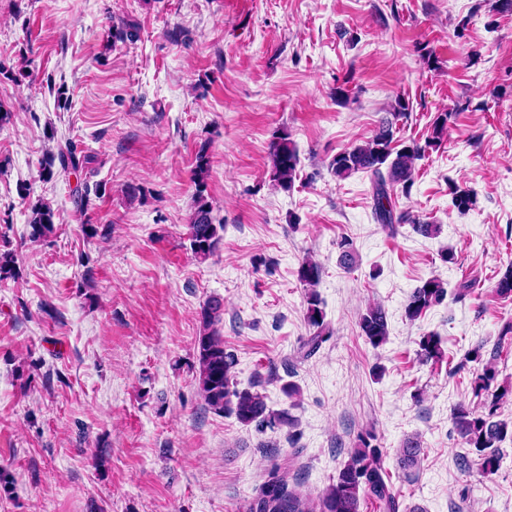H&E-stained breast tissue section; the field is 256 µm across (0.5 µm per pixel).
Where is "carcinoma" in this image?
<instances>
[{
  "label": "carcinoma",
  "mask_w": 512,
  "mask_h": 512,
  "mask_svg": "<svg viewBox=\"0 0 512 512\" xmlns=\"http://www.w3.org/2000/svg\"><path fill=\"white\" fill-rule=\"evenodd\" d=\"M448 130V113H441L433 122L431 136L424 143L415 140L408 144L394 145L393 123L381 127L368 140L355 144L330 162L331 172L342 180L363 172L369 175L373 185V213L377 223L390 233L396 225L414 223L416 230L425 237L440 232V225L415 223L407 212H395L392 195L399 191L408 196L414 185L416 162L430 150L439 146ZM208 143H202L195 156L193 183L196 188L194 211L188 224V240L193 256L204 261L217 250L223 239L224 225L215 224L211 218V202L205 195L210 172ZM271 162L270 179L275 185L289 189L299 172V151L287 133L276 135L269 145ZM64 172L78 171L82 161L71 146L59 149L43 168L42 175L52 176L54 164ZM451 205L461 214L477 205L476 192L454 181L448 183ZM30 239L39 241L54 233V211L45 202L31 208L29 221ZM299 280L307 286L305 319L310 336L303 341L306 355L314 354L331 336L325 322L322 301L316 286L321 277V267L312 258H305L298 270ZM471 291V283L464 281L451 288L437 277L425 280L410 293L405 305V317L410 321L419 319L428 309L442 303L450 296L458 299ZM224 302L218 297L208 299L198 312L200 324L196 340L197 369L195 380L197 391L205 406L217 414L233 415L244 425L253 424L260 430L291 425L288 412L268 409L264 397L249 389H239L234 381V355L224 348V337L216 325L221 320ZM361 336L372 347L385 345L389 339L387 315L380 304L369 306L360 317ZM484 344L478 343L468 350L464 362L481 366L476 373L473 390L475 395H485L483 410L476 411L462 403L454 406L451 420L455 431L465 447L478 458L483 472L495 473L502 462V443L512 441V419L500 417L502 403L512 398V381L497 382V371L492 361L483 358ZM420 356L425 361L442 362L446 353L440 337L435 333L423 335L419 340ZM375 436L368 432L359 436L358 447L353 449L336 482L318 498L310 499L298 489L289 486L287 476L281 474L275 464L267 472L258 488L257 496L249 504L247 512H360L361 502L372 500L380 512H399V501L392 492L390 476L384 466L382 448L373 443ZM422 447L416 439L407 440L398 451L399 468L407 471L415 467L420 459Z\"/></svg>",
  "instance_id": "1"
}]
</instances>
